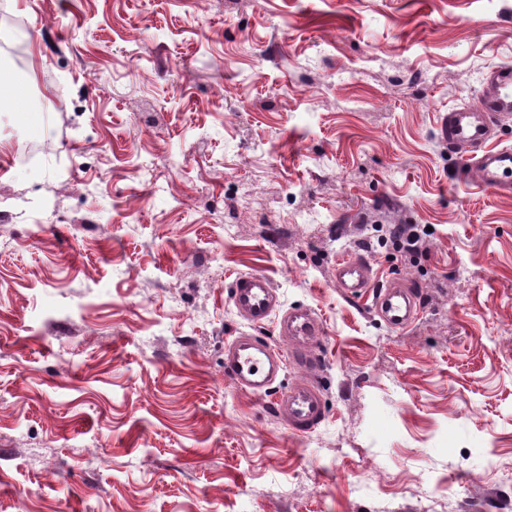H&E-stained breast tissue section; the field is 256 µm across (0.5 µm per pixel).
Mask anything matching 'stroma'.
<instances>
[{"label": "stroma", "mask_w": 512, "mask_h": 512, "mask_svg": "<svg viewBox=\"0 0 512 512\" xmlns=\"http://www.w3.org/2000/svg\"><path fill=\"white\" fill-rule=\"evenodd\" d=\"M0 512H492L512 473V195L440 122L512 63V0H6ZM412 224L407 251L389 233ZM411 280L387 327L339 258ZM260 272L321 318L326 417L224 376Z\"/></svg>", "instance_id": "35a3bbf8"}]
</instances>
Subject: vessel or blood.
<instances>
[{"mask_svg": "<svg viewBox=\"0 0 512 512\" xmlns=\"http://www.w3.org/2000/svg\"><path fill=\"white\" fill-rule=\"evenodd\" d=\"M479 101L449 110L442 134L449 148L471 152L469 172L485 191L512 192V147L500 145L494 122L512 119V64L492 69ZM336 285L349 297L369 299L374 313L388 326L403 329L419 316L421 304L412 285L401 277H378L372 265L357 256L339 259L334 272ZM237 312L253 327L274 324L288 344L280 351L262 338L242 333L224 343V376L235 386L254 394L268 393L285 373L288 362L306 371L275 400L279 413L296 431L305 433L326 416L322 392L309 375L320 356V318L306 307L282 309L277 290L264 274L237 275L230 284Z\"/></svg>", "mask_w": 512, "mask_h": 512, "instance_id": "b4317fda", "label": "vessel or blood"}]
</instances>
